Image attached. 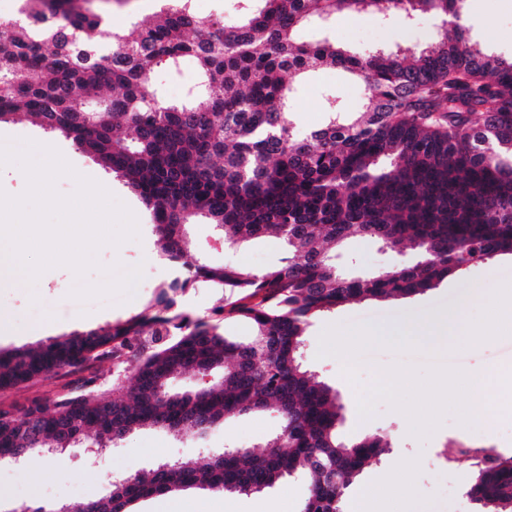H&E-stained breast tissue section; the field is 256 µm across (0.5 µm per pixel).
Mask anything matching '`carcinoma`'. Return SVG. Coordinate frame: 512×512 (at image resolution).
<instances>
[{"label":"carcinoma","mask_w":512,"mask_h":512,"mask_svg":"<svg viewBox=\"0 0 512 512\" xmlns=\"http://www.w3.org/2000/svg\"><path fill=\"white\" fill-rule=\"evenodd\" d=\"M17 2L0 22V123L30 115L124 180L151 211L174 274L137 314L0 350V390L67 368L79 375L25 409L0 408V450L26 462L89 444L101 452L144 428L202 439L230 417L273 409L281 428L261 449H218L203 465L160 461L113 479L84 512H124L191 486L250 495L297 475L311 477L299 512H344L354 480L392 448L382 434L344 437L338 391L303 363L306 330L352 301L421 294L512 254V58L472 39L467 0H244L231 20L202 15L195 0H164L128 33L85 0ZM339 14L407 25L429 14L439 27L422 48L355 52L327 36L302 39ZM186 64L196 83L169 102L151 75ZM327 65L363 83L369 104L351 118L330 102L329 122L302 133L290 98ZM195 217L230 247L274 234L288 256L262 271L189 262ZM353 234L420 260L348 276L331 249ZM202 285L220 293L209 317L183 305ZM227 320L251 335H225ZM103 360L108 386L91 372ZM184 373L203 385L171 391ZM468 493L476 512H512V457L474 463Z\"/></svg>","instance_id":"carcinoma-1"}]
</instances>
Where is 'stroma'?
I'll return each mask as SVG.
<instances>
[{
    "label": "stroma",
    "mask_w": 512,
    "mask_h": 512,
    "mask_svg": "<svg viewBox=\"0 0 512 512\" xmlns=\"http://www.w3.org/2000/svg\"><path fill=\"white\" fill-rule=\"evenodd\" d=\"M467 24L472 36L485 49L512 56V0H469ZM437 21L424 15L414 24L378 15L337 16L329 31L331 37L354 50L364 51L379 43L426 46ZM339 101L347 111H362L366 92L343 71L327 67L313 72L291 98L294 120L300 130L325 125L327 100ZM0 140L21 148L32 140L57 148L75 169V176L64 175L55 182L58 193L75 192L76 175L94 179L124 203L138 220V238L120 246L109 244L96 253L98 268L84 278L58 266L45 271L35 284L17 278L13 285L0 288V313L7 315L13 332L0 335V349L36 347L72 332H82L119 318H127L153 303L162 284L155 277L153 264L159 255L150 215L139 197L119 178L107 174L90 157L61 135L50 134L31 119L19 117L0 123ZM190 255L210 264L241 265L263 270L279 264L284 256L277 238L266 237L241 249L217 244L213 225L199 220L188 228ZM418 260L412 250L396 251L377 240L353 236L336 252V263L360 277L410 266ZM119 266L126 271L141 268L142 276L132 297L113 296L79 301L71 298L78 283L105 281V268ZM512 286V255L506 254L487 264L471 266L465 274L448 278L426 293L348 303L335 312L311 319L307 328L305 365L319 380L339 391L346 407L345 437L366 434L386 435L392 451L382 463L371 467L349 491L357 497L373 482L394 483L404 463H413L416 479L409 492L414 512H475L461 478L471 475L469 461L455 450L464 440L512 456V404L507 403L499 384H491L489 396L496 425L492 432L481 426L461 430L450 399L453 387L461 386L467 375L478 368L495 369L512 362V334L492 343L475 338L474 330L487 325L489 310L483 302L467 300V293L482 288ZM432 315L450 319L456 339L433 346L410 343L420 333L418 320ZM392 326L393 336L362 344L358 362L343 366L334 356L324 354L322 344L336 336H349L367 328ZM405 375L411 390L392 388L389 378ZM280 429L276 411L266 410L236 416L212 430L205 443L177 438L157 430H143L130 436L123 447L97 455L73 449L50 460L36 459L24 465L0 462V512L42 502L76 503L106 494L107 474L129 475L150 468L161 459L191 457L207 461L208 451L227 444L249 447L259 444ZM308 492V480L301 476L276 483L264 492L248 496L224 497L202 488L178 492L176 512H263L264 502H274L278 512H298Z\"/></svg>",
    "instance_id": "1"
}]
</instances>
